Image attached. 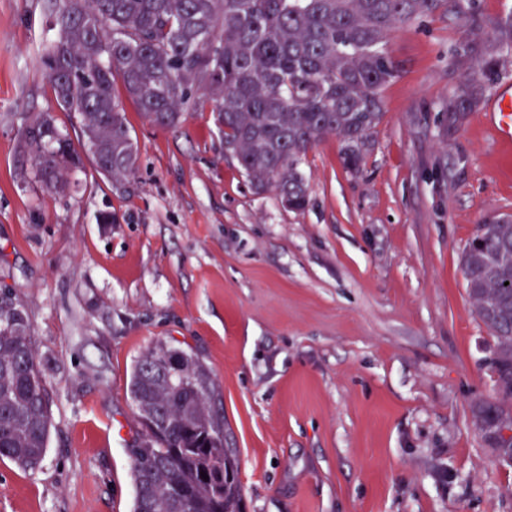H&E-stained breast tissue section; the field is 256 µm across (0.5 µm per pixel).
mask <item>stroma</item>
<instances>
[{"label":"stroma","mask_w":512,"mask_h":512,"mask_svg":"<svg viewBox=\"0 0 512 512\" xmlns=\"http://www.w3.org/2000/svg\"><path fill=\"white\" fill-rule=\"evenodd\" d=\"M55 37L46 0H0V289L52 397L41 466L0 459V512H132L130 375L159 342L213 373L245 512H512V467L472 422L494 340L460 266L478 224L512 217V149L480 112L448 126L461 21L392 33L401 73L359 169L323 138L301 211L225 157L210 103L160 128L120 86L135 175L118 189L88 165L41 192L17 161L21 114L79 136L44 76Z\"/></svg>","instance_id":"obj_1"}]
</instances>
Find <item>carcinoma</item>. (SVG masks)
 <instances>
[{
  "label": "carcinoma",
  "instance_id": "cac0c4a2",
  "mask_svg": "<svg viewBox=\"0 0 512 512\" xmlns=\"http://www.w3.org/2000/svg\"><path fill=\"white\" fill-rule=\"evenodd\" d=\"M57 38L45 77L57 102L78 120L73 142L48 112L21 117L18 155L48 193L64 191L83 156L114 184L135 175L137 152L121 82L139 112L158 127L210 101L224 127V155L258 191L274 189L291 210L308 203L301 163L321 139L343 143L356 167L384 116L383 90L399 75L387 48L395 31L437 13L459 16L466 40L448 52L470 70L448 96V125L483 102L507 67L512 22L485 24L476 0H49ZM480 244L461 256L466 291L495 339L489 363L495 395L473 404L484 444L512 466V220L479 225ZM177 358L172 384L165 363ZM212 372L188 352L158 343L135 362L130 397L144 429L127 449L133 512H244L238 461L224 446ZM52 427L45 373L26 313L0 289V457L34 470ZM208 479H203L200 472Z\"/></svg>",
  "mask_w": 512,
  "mask_h": 512
}]
</instances>
